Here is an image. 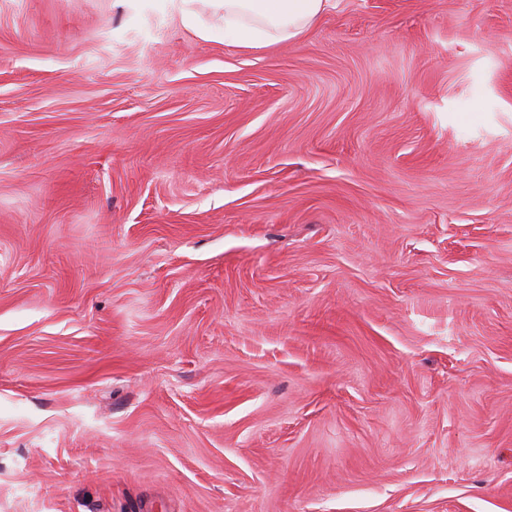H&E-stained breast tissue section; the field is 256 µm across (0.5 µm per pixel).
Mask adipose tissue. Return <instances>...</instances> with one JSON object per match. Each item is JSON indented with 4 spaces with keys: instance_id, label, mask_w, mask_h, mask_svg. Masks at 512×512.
<instances>
[{
    "instance_id": "ef3b65f1",
    "label": "adipose tissue",
    "mask_w": 512,
    "mask_h": 512,
    "mask_svg": "<svg viewBox=\"0 0 512 512\" xmlns=\"http://www.w3.org/2000/svg\"><path fill=\"white\" fill-rule=\"evenodd\" d=\"M224 13V36L252 52L297 42L315 27L331 0H202Z\"/></svg>"
}]
</instances>
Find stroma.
<instances>
[{"instance_id":"stroma-1","label":"stroma","mask_w":512,"mask_h":512,"mask_svg":"<svg viewBox=\"0 0 512 512\" xmlns=\"http://www.w3.org/2000/svg\"><path fill=\"white\" fill-rule=\"evenodd\" d=\"M0 512H512V0H0ZM332 0H183L224 10V40L252 52L283 42L301 41Z\"/></svg>"}]
</instances>
